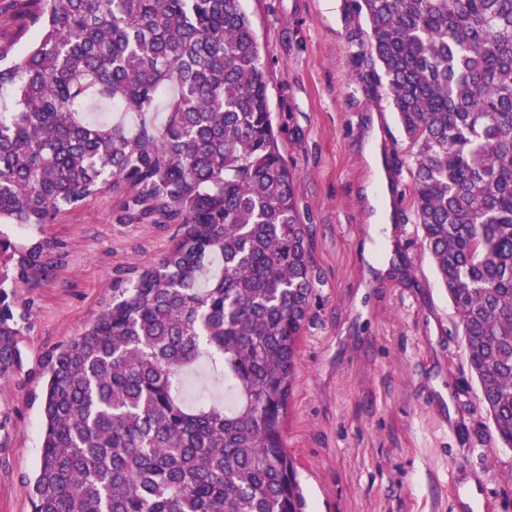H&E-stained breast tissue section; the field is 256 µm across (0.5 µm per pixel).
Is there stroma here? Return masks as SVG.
Returning <instances> with one entry per match:
<instances>
[{
  "label": "stroma",
  "mask_w": 512,
  "mask_h": 512,
  "mask_svg": "<svg viewBox=\"0 0 512 512\" xmlns=\"http://www.w3.org/2000/svg\"><path fill=\"white\" fill-rule=\"evenodd\" d=\"M266 66L273 121L295 176L315 278L284 429L308 512H512V448L490 433L457 314L422 245L413 168L374 73L358 0H241ZM378 122L394 187L393 248L369 234L366 134ZM122 185L54 223L0 226L43 240L49 279L17 289L21 364L0 379V512H32L49 353L112 301L114 278L156 264L181 232L125 219Z\"/></svg>",
  "instance_id": "1"
}]
</instances>
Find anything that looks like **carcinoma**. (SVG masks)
Instances as JSON below:
<instances>
[{
	"mask_svg": "<svg viewBox=\"0 0 512 512\" xmlns=\"http://www.w3.org/2000/svg\"><path fill=\"white\" fill-rule=\"evenodd\" d=\"M0 52V223L51 224L126 184L181 226L49 355L33 512H306L283 430L314 283L294 174L240 0H25ZM415 165L414 206L490 429L512 448V0H360ZM93 105L143 116L91 120ZM167 112L157 126L147 114ZM54 246L17 252L12 287ZM0 281V379L26 313ZM221 363L231 408L185 404ZM13 4L14 0H0V47L11 46L9 57L15 58L22 46L37 39L38 32L30 28L16 39L22 20L17 15ZM186 376L189 377L188 383L192 390H188L189 395L193 396L194 392L201 389H207L211 392L210 402H220L222 396L224 403L228 405L230 400L227 395V387H225L224 376L221 369L212 365L211 361L207 358H202L196 365L190 368Z\"/></svg>",
	"mask_w": 512,
	"mask_h": 512,
	"instance_id": "carcinoma-1",
	"label": "carcinoma"
}]
</instances>
